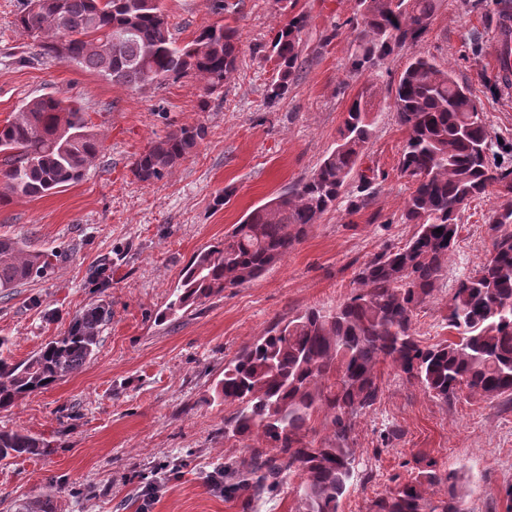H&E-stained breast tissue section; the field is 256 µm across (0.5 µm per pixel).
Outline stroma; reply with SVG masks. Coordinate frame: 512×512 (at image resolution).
Listing matches in <instances>:
<instances>
[{
	"label": "stroma",
	"mask_w": 512,
	"mask_h": 512,
	"mask_svg": "<svg viewBox=\"0 0 512 512\" xmlns=\"http://www.w3.org/2000/svg\"><path fill=\"white\" fill-rule=\"evenodd\" d=\"M225 2L220 12L215 0H162L177 43L214 23L239 30L238 70L222 92L206 97L191 78L127 89L56 60L27 63L34 41L14 25L24 0H0V121L48 94L81 105L104 137L99 164L80 182L0 207V236L50 256L40 278L0 297V336L12 338L19 362L63 334L86 306L112 308L96 355L79 373L0 411V429L52 444L42 456L0 461V512L40 496L52 479L60 487L57 512H294L289 489L249 501L213 486L218 469L251 451L225 438L223 406L205 400L225 359L244 343L305 308L343 301L360 264L414 234V225L400 221L406 132L388 107V90L416 50L454 65L472 85L501 165L512 168V88L500 78L495 23L502 0H478L466 12L459 0H444L420 47L359 77L347 73L355 0H296L291 11L274 0ZM296 11L309 17L302 65L288 95L270 105L273 65L261 48ZM368 86L375 127L360 162L376 174L368 208L351 215L338 202L259 280L158 320L192 255L308 175L334 148L348 106ZM197 123L205 139L162 180L134 177L136 155ZM496 200L492 194L463 211L451 278L487 259ZM450 295L443 288L419 309L422 344L451 338ZM378 382L379 401L356 419V476L341 512H368L371 500L408 478L420 454L460 473L465 512H506L512 402L463 391L445 404L387 363L378 367Z\"/></svg>",
	"instance_id": "obj_1"
}]
</instances>
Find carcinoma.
Returning a JSON list of instances; mask_svg holds the SVG:
<instances>
[{"label": "carcinoma", "mask_w": 512, "mask_h": 512, "mask_svg": "<svg viewBox=\"0 0 512 512\" xmlns=\"http://www.w3.org/2000/svg\"><path fill=\"white\" fill-rule=\"evenodd\" d=\"M441 0H356L349 72L363 75L394 52L419 43ZM308 16L298 13L263 46L276 79L266 98L288 94L300 67ZM17 26L34 39V59L52 58L96 72L113 85L143 88L196 78L211 95L230 82L238 64L239 31L203 28L179 45L161 0H26ZM130 29L133 37L112 34ZM69 57L58 53L66 34ZM372 95L363 90L348 108L336 148L291 190L253 209L224 238L193 255L168 304L169 315L260 278L336 204L354 175V214L375 194V175L358 172L374 127ZM389 108L406 131L398 162L409 194L400 220L417 230L405 244L361 264L355 287L332 308L310 307L276 322L224 364L205 403L224 404V437L251 442L249 459L226 468L231 493L259 498L288 485L295 512H340L354 476L350 437L355 419L380 392L376 368L388 362L405 381L448 403L459 391L486 399L512 397V170L496 162L485 118L471 89L451 67L419 52L394 82ZM202 124L182 126L153 142L132 164L137 180H161L205 138ZM103 152V139L75 102L43 95L0 122V207L39 198L80 182ZM503 187L489 216L490 256L475 274L456 281L448 328L456 339L423 345L414 317L448 279V259L460 232L459 214L474 197ZM441 232H436V229ZM45 255L21 239L0 236V294L43 274ZM112 310L95 303L68 330L21 362L0 336V410L80 371L94 356ZM321 420L322 430L315 427ZM50 444L22 430L0 429V460L40 456ZM460 477L428 460L408 480L371 501L368 512H464ZM58 488L15 512H57Z\"/></svg>", "instance_id": "1"}]
</instances>
